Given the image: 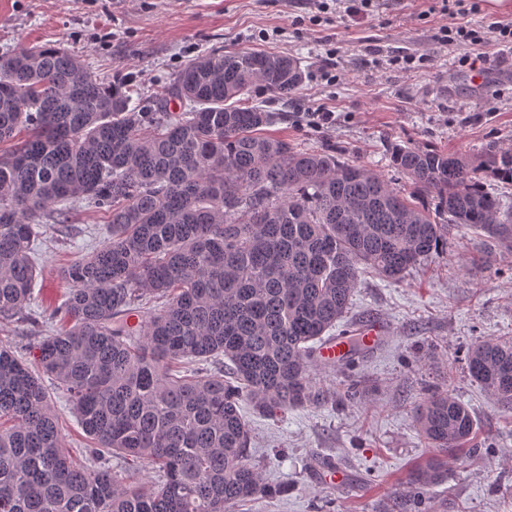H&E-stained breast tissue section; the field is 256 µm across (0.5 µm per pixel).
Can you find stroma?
<instances>
[{
  "instance_id": "stroma-1",
  "label": "stroma",
  "mask_w": 512,
  "mask_h": 512,
  "mask_svg": "<svg viewBox=\"0 0 512 512\" xmlns=\"http://www.w3.org/2000/svg\"><path fill=\"white\" fill-rule=\"evenodd\" d=\"M440 0H380L364 17L319 12L309 0H0V55L22 46L56 45L80 56L103 82L140 91L132 104L152 112L154 91L172 83L203 54L264 48L294 57L304 80L289 100L263 93L268 134L294 146L336 148L342 160L399 181L392 145L436 147L482 155L492 141L512 148V81L475 90L458 50L440 46L447 19ZM424 56L403 68L400 56ZM324 106L332 125H313ZM100 213L85 206L49 222L38 237L34 293L51 305L63 293L62 267L102 241ZM389 334L359 364L322 370L320 389L333 401L270 419L242 411L251 424L250 454L277 487L239 512H392V491L434 457L412 423L428 391L447 389L473 413L484 446L448 462V477L427 495L437 512H512V410L472 382L467 347L512 336V251L483 233L456 227L448 251L404 281L363 275L337 329L369 317ZM360 382L361 393L346 389ZM346 469L351 481L327 488L318 463Z\"/></svg>"
}]
</instances>
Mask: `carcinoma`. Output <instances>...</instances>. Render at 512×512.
<instances>
[{
    "label": "carcinoma",
    "instance_id": "cac0c4a2",
    "mask_svg": "<svg viewBox=\"0 0 512 512\" xmlns=\"http://www.w3.org/2000/svg\"><path fill=\"white\" fill-rule=\"evenodd\" d=\"M302 81L288 56L202 55L155 92L157 111L137 112L132 91L63 48L0 57V321L38 323L25 309L43 224L82 203L108 224L62 271L68 288L42 314L61 327L37 342L35 362L0 345V512H229L269 493L239 404L276 417L325 403L317 349L361 271L403 281L446 252L447 223L512 249V205L484 186L512 184L511 149L475 160L397 145L408 192L333 150L264 134L270 116L253 98ZM174 95L190 111H167ZM346 341L338 371L367 352L359 334ZM465 361L512 409V336L473 343ZM52 387L87 447L65 448ZM413 422L443 452L408 474L416 502L447 477L475 419L438 389ZM116 455L154 479H119Z\"/></svg>",
    "mask_w": 512,
    "mask_h": 512
}]
</instances>
